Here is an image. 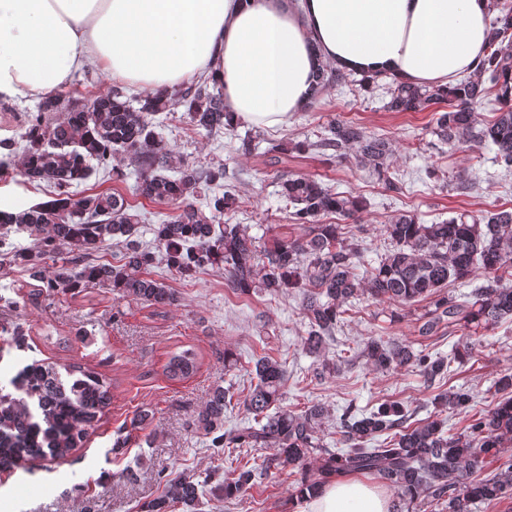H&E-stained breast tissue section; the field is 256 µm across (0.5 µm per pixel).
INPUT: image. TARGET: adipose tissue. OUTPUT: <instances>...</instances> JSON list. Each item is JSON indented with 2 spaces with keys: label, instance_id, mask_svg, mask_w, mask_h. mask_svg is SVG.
Returning a JSON list of instances; mask_svg holds the SVG:
<instances>
[{
  "label": "adipose tissue",
  "instance_id": "ef3b65f1",
  "mask_svg": "<svg viewBox=\"0 0 512 512\" xmlns=\"http://www.w3.org/2000/svg\"><path fill=\"white\" fill-rule=\"evenodd\" d=\"M489 0H0V99L38 98L94 65L146 90L204 74L234 121L284 123L318 63L448 85L484 53ZM344 479L295 512H390Z\"/></svg>",
  "mask_w": 512,
  "mask_h": 512
}]
</instances>
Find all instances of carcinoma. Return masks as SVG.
Listing matches in <instances>:
<instances>
[{
	"label": "carcinoma",
	"mask_w": 512,
	"mask_h": 512,
	"mask_svg": "<svg viewBox=\"0 0 512 512\" xmlns=\"http://www.w3.org/2000/svg\"><path fill=\"white\" fill-rule=\"evenodd\" d=\"M486 54L476 72L452 87L415 86L392 75L388 83L390 112L434 113L431 135L442 145L478 152L495 147V159L512 167V6L490 0ZM314 104L329 85L350 81L348 74L326 64L312 75ZM500 108L492 121H478L476 108L489 95ZM179 100L190 122L199 130L219 136L235 124L224 112V93L217 83L198 79L169 91L127 96L113 85L92 101L70 95L42 98L38 112L24 133L26 162L22 175L29 183H46L50 199L24 209H0V265L22 264L34 298L55 297L86 286L108 285L121 298L150 306L175 304L177 297L164 282L151 276V268L164 265L190 281L203 269L223 266L230 287L249 293L277 296L286 288L302 291V315L308 330L303 349L318 354L325 337L342 321L344 304L368 296L412 306L429 301L420 316L421 336L442 330L471 337L502 322L512 321V208H498L457 215L432 224L411 211L393 215L383 230L390 248L377 264L357 273L360 244L342 232V225L327 224L335 214L355 218L362 201L335 192L313 177L280 178L279 197L293 208L302 234L273 238L265 249L263 264L256 262L255 237L241 224L220 223L227 210L240 207L236 190L224 184V167L194 169L184 165L166 144L157 116ZM64 112L63 118L56 113ZM301 150L331 149L336 158H354L369 166L392 190H400L387 160L390 143L379 135L346 121L323 126L314 142ZM129 155L140 171L135 191L142 197L178 205L179 213L149 228L151 240H139L137 215L117 192L74 197L71 188L92 174L108 171L113 159ZM174 175L168 176L166 172ZM206 191L201 209L193 203ZM34 238L32 247L9 242L11 233ZM123 248L119 263L102 259L101 250L112 240ZM63 254L62 264L46 275L47 260ZM484 283L459 301L443 293L450 281L470 280L477 270ZM0 332L25 344L18 324L0 323ZM358 357L376 370L417 369L425 381L451 373L460 355L432 358L400 342L371 336ZM200 354L193 348L174 351L163 365L170 380L196 374ZM256 384L250 385L243 403L253 421L224 429V408L229 391L215 386L197 413L196 431L211 437L213 448H269L270 464L304 470L314 451L320 463L312 469L300 493H316L321 487L349 475H369L393 488L401 502L398 512H412L417 502L446 507L448 512H471L473 505L496 506L512 497V375L494 384L498 402L476 418L468 419L452 433L442 420L407 424L405 409L384 404L366 411L345 408L336 422V447L320 442L317 429L328 409L317 404L296 412L279 406L285 386L280 361L259 358L254 365ZM473 393L459 387L434 396L435 407L469 413ZM111 404L110 387L99 373L69 365L64 371L34 361L15 374L0 378V469H27L37 462L66 459L81 447ZM498 463L490 474L486 463ZM253 480L245 466L224 470V480L214 490L231 499L243 493ZM195 476L181 472L166 480L161 495L140 506V512H171L176 504L195 508L200 495Z\"/></svg>",
	"instance_id": "1"
}]
</instances>
